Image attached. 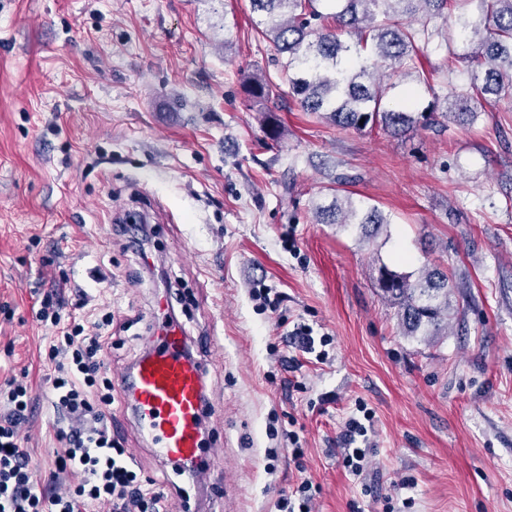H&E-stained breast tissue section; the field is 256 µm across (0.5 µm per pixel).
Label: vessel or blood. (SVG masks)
Here are the masks:
<instances>
[{
    "mask_svg": "<svg viewBox=\"0 0 512 512\" xmlns=\"http://www.w3.org/2000/svg\"><path fill=\"white\" fill-rule=\"evenodd\" d=\"M186 343L179 326L162 325L157 344L119 382L131 396L138 426L152 447L195 479L212 467L200 458L202 420L209 411L207 372L187 357Z\"/></svg>",
    "mask_w": 512,
    "mask_h": 512,
    "instance_id": "obj_1",
    "label": "vessel or blood"
}]
</instances>
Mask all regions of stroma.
Listing matches in <instances>:
<instances>
[{"label":"stroma","mask_w":512,"mask_h":512,"mask_svg":"<svg viewBox=\"0 0 512 512\" xmlns=\"http://www.w3.org/2000/svg\"><path fill=\"white\" fill-rule=\"evenodd\" d=\"M257 20L249 0H0V379L36 382L35 479L57 414L32 304L65 276L88 297L78 317L115 315L111 375L154 341L163 294L207 367L203 445L223 465L200 482L171 475L112 393L114 433L145 475L170 474L181 512H270L296 482L290 430L315 512H365V486L403 479L394 512H512V100L396 137L271 112L243 92L282 76ZM425 68L438 95L469 85L445 46ZM339 189L389 224L369 238L315 223ZM129 215L152 229L151 268L113 231ZM382 264L453 272L447 335H402ZM259 284L276 310L252 299ZM300 324L330 337L325 362L290 346ZM360 406L359 480L340 434Z\"/></svg>","instance_id":"obj_1"}]
</instances>
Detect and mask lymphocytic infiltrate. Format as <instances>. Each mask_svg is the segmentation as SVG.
Returning a JSON list of instances; mask_svg holds the SVG:
<instances>
[{
	"label": "lymphocytic infiltrate",
	"instance_id": "f902f5d3",
	"mask_svg": "<svg viewBox=\"0 0 512 512\" xmlns=\"http://www.w3.org/2000/svg\"><path fill=\"white\" fill-rule=\"evenodd\" d=\"M66 286L55 283L36 313L55 332L45 354L52 368L46 380L52 406L65 418L54 429L49 479L39 485L31 475L24 427L33 409V384L24 376L6 378L0 383V512H175L169 493L144 477L112 436V379L105 364L112 343L101 333H88L76 317H62ZM67 475L76 476V483H64Z\"/></svg>",
	"mask_w": 512,
	"mask_h": 512
}]
</instances>
